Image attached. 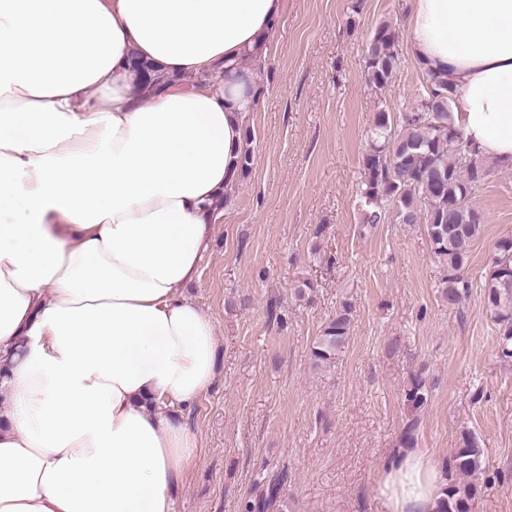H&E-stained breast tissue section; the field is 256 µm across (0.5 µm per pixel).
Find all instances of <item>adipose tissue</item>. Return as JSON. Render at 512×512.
Wrapping results in <instances>:
<instances>
[{"mask_svg": "<svg viewBox=\"0 0 512 512\" xmlns=\"http://www.w3.org/2000/svg\"><path fill=\"white\" fill-rule=\"evenodd\" d=\"M285 0H0V512H173L197 440L167 413L214 381L182 293L231 195ZM456 126L512 168V0H412ZM170 85L137 88L131 58ZM223 70L222 89L193 85ZM444 464L402 448L389 512H437Z\"/></svg>", "mask_w": 512, "mask_h": 512, "instance_id": "1", "label": "adipose tissue"}]
</instances>
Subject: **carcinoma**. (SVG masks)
Returning <instances> with one entry per match:
<instances>
[{
	"label": "carcinoma",
	"instance_id": "carcinoma-1",
	"mask_svg": "<svg viewBox=\"0 0 512 512\" xmlns=\"http://www.w3.org/2000/svg\"><path fill=\"white\" fill-rule=\"evenodd\" d=\"M399 36L389 25L374 32L367 77L377 88L388 85L398 60ZM454 89L444 74L430 71L425 85L406 111L394 116L377 112L367 133L363 154L365 180L362 215L366 224L389 219L397 224L426 226L434 256L443 265L442 295L448 306L464 300L472 288L467 265L484 214L473 203L489 176V169L467 146L456 126ZM487 309L499 328V357L512 361V236L495 244L483 284ZM353 308L344 302L323 327L311 349L315 365L331 363L349 341ZM426 380L417 375L407 398L420 407L427 401ZM484 451L476 435L463 430L446 463L448 488L440 512H474L481 490L478 474ZM281 483L273 479L244 512H274Z\"/></svg>",
	"mask_w": 512,
	"mask_h": 512
}]
</instances>
